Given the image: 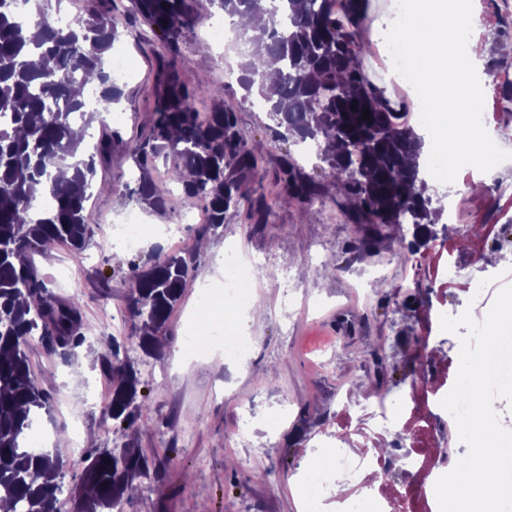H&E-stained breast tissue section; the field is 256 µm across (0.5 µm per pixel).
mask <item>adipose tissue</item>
<instances>
[{
  "instance_id": "1",
  "label": "adipose tissue",
  "mask_w": 512,
  "mask_h": 512,
  "mask_svg": "<svg viewBox=\"0 0 512 512\" xmlns=\"http://www.w3.org/2000/svg\"><path fill=\"white\" fill-rule=\"evenodd\" d=\"M471 18V0H411L404 23L394 33L396 40L407 45L417 74L434 100V121L453 135L448 165L433 173L431 180L435 183L452 178L458 160L470 155H481L486 169L497 167L491 151L493 128H485L479 143L460 131V109L477 103L473 74L494 52L491 43L477 36L458 40V25Z\"/></svg>"
}]
</instances>
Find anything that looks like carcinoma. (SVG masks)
I'll use <instances>...</instances> for the list:
<instances>
[{
	"mask_svg": "<svg viewBox=\"0 0 512 512\" xmlns=\"http://www.w3.org/2000/svg\"><path fill=\"white\" fill-rule=\"evenodd\" d=\"M61 0H0V497L10 512H58L62 459L22 446L26 430L47 398L31 378L25 348L37 336L63 349L85 342L77 310L46 293L30 253L52 241L65 243L81 257L89 235L88 190L95 161L112 163L118 132L105 133L86 159L76 158L94 118L107 117L122 98L112 77L108 54L123 32L117 0H83L84 15L59 24ZM159 32L154 106L148 130L129 150L143 174L137 194L154 212L202 202L209 229L224 223L232 200L241 198L257 224L266 220L263 198L240 193L241 183L259 174L262 144L240 141L235 113L224 108V86L187 82L178 67L185 33L211 16L261 14L258 33L236 32L249 48L237 82L245 97L258 96L284 138L318 144L326 164V183L340 187L354 224L387 226L409 222L426 236L439 222L443 207L438 190L428 191L417 159L423 139L402 123L382 91L358 64L364 54L359 38L366 19L365 0H128ZM279 64L277 81L260 80L257 62ZM97 79L102 91L93 106L81 95ZM214 107L200 117L197 101ZM357 108H352V105ZM371 117L362 118L363 109ZM164 158L170 179L182 184L180 202L159 193L148 178ZM71 162L73 180L54 170ZM279 181L294 199L309 203L319 185L285 157ZM50 204H42V199ZM193 266L176 254L155 255L147 269L131 266L130 310L141 319L139 346L153 351L169 315L180 299ZM112 341L99 354L103 374L112 384L108 412L112 419L138 427L149 411L139 398L140 381L131 362L119 357ZM81 481L77 512H122L137 479L161 464L127 443L94 450Z\"/></svg>",
	"mask_w": 512,
	"mask_h": 512,
	"instance_id": "cac0c4a2",
	"label": "carcinoma"
}]
</instances>
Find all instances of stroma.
Wrapping results in <instances>:
<instances>
[{
    "label": "stroma",
    "instance_id": "obj_1",
    "mask_svg": "<svg viewBox=\"0 0 512 512\" xmlns=\"http://www.w3.org/2000/svg\"><path fill=\"white\" fill-rule=\"evenodd\" d=\"M378 2L367 0L368 50L359 65L398 110L407 101L389 80L382 58V39L394 30ZM211 26L207 20L185 34L179 66L189 82L204 78L222 84L239 140L264 144L261 174L243 182L241 191L264 197L266 221L250 223L245 206L233 203L223 224L206 230L178 212L160 215L140 202L139 173L125 144L149 118L160 41L140 19H127L115 47L136 61L137 74L122 83L121 102L109 116L123 143L111 165L96 169L86 211L87 247L78 259L62 243L30 256L49 293L77 307L86 338L71 352L31 341V375L48 397L37 434H70L78 419L84 433L93 435L94 447L132 443L163 459L158 473L138 480L123 512H302L308 480L329 463V437L352 448L353 428L366 421L360 405L382 393L397 404L414 390L417 405L415 417H402L377 452L444 446L449 463H456L466 445L443 444L431 428L435 396L452 388L459 364V339L440 330L439 317L462 313L473 287L463 281L443 285L426 258L439 250L444 260L465 266L476 252L512 253V221L491 235L484 230L499 215L497 184L512 181V168L456 176L454 183L464 189L482 183L481 197L469 201L482 232H461L443 220L436 240L414 251L400 247L397 226L375 237L366 225L351 223L336 187L326 186L322 198L302 205L275 181L282 157L298 156V144L282 140L267 113L245 100L236 79L225 78L224 47L211 40ZM131 214L141 218L144 235L140 247L128 251L108 243L107 236L111 224ZM158 248L192 254L195 270L161 334L159 354L152 357L138 346L126 280L131 264L150 266ZM230 248L257 265L254 294L265 303L267 316L232 328V335L252 342L244 358L226 357L220 347L204 358L188 355L185 336L207 320L200 288L223 287L224 252ZM410 336L420 341L418 353L430 366L427 377L411 371ZM114 340L123 345L122 357L135 364L149 406L136 433L112 420L110 381L98 362L88 359L100 343ZM245 421L251 438L235 442ZM380 485L392 489L400 512H409L410 497L431 491L424 476L398 462L386 470L384 481H368L369 489Z\"/></svg>",
    "mask_w": 512,
    "mask_h": 512
}]
</instances>
